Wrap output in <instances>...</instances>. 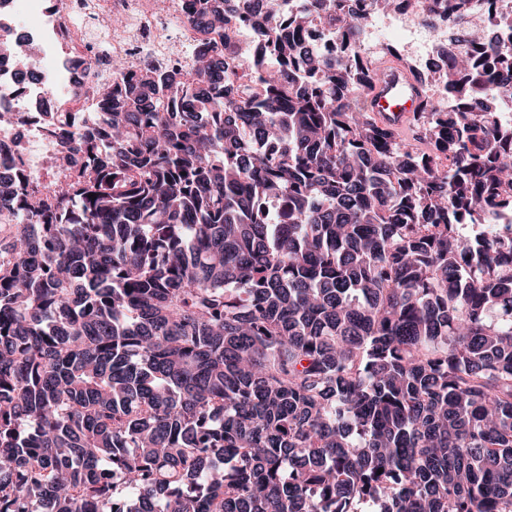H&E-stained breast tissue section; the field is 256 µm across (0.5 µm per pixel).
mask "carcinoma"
I'll return each mask as SVG.
<instances>
[{
    "instance_id": "cac0c4a2",
    "label": "carcinoma",
    "mask_w": 512,
    "mask_h": 512,
    "mask_svg": "<svg viewBox=\"0 0 512 512\" xmlns=\"http://www.w3.org/2000/svg\"><path fill=\"white\" fill-rule=\"evenodd\" d=\"M283 2L197 0L192 81L129 59L95 125L42 113L52 199L0 178V512H512V50L417 0L468 48L406 142L357 51L398 0ZM301 40L304 45H313L322 53H335L340 48V41L336 33L323 25L311 24L302 33Z\"/></svg>"
}]
</instances>
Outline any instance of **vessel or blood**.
Masks as SVG:
<instances>
[{
	"label": "vessel or blood",
	"instance_id": "b4317fda",
	"mask_svg": "<svg viewBox=\"0 0 512 512\" xmlns=\"http://www.w3.org/2000/svg\"><path fill=\"white\" fill-rule=\"evenodd\" d=\"M368 103L382 122L399 127L420 110L423 99L410 74L402 66L391 63L385 67L383 80L370 90Z\"/></svg>",
	"mask_w": 512,
	"mask_h": 512
}]
</instances>
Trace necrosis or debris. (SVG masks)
I'll use <instances>...</instances> for the list:
<instances>
[{
	"instance_id": "obj_1",
	"label": "necrosis or debris",
	"mask_w": 512,
	"mask_h": 512,
	"mask_svg": "<svg viewBox=\"0 0 512 512\" xmlns=\"http://www.w3.org/2000/svg\"><path fill=\"white\" fill-rule=\"evenodd\" d=\"M190 0H63L57 8H49L47 0H5L0 9L16 14L18 6L30 11L47 12L50 18V47L60 49L73 67L68 71V90L55 88L42 63H34L26 74H19L10 56H0V106L22 115L11 126L0 127V161L16 157L18 146L38 142L44 155L57 153L58 145L46 137L37 116L28 112L29 96L44 98L49 111L62 113L66 122L87 126L96 111L102 109L114 73L135 56L146 57L160 67L180 68L184 80H193L190 53L204 40L203 30L185 24L184 15ZM455 30L441 24L419 51H412L409 40H398L395 54H411L414 68L430 76L446 65L445 49L460 50ZM93 59L94 75L75 68V61ZM92 82L94 95H74L73 87Z\"/></svg>"
}]
</instances>
